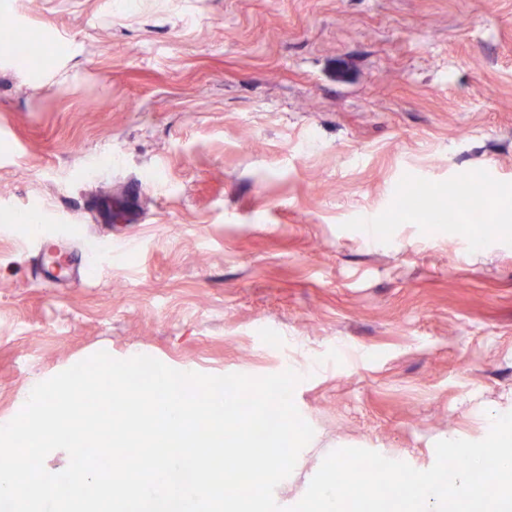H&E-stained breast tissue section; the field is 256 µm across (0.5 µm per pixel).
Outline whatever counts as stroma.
Segmentation results:
<instances>
[{"instance_id": "stroma-1", "label": "stroma", "mask_w": 512, "mask_h": 512, "mask_svg": "<svg viewBox=\"0 0 512 512\" xmlns=\"http://www.w3.org/2000/svg\"><path fill=\"white\" fill-rule=\"evenodd\" d=\"M12 2L41 65L0 57V418L99 351L290 369L289 508L335 449L425 471L512 408V0ZM410 180L483 183L503 234L395 210ZM24 213L71 227L54 281ZM96 237L133 248L88 285Z\"/></svg>"}]
</instances>
